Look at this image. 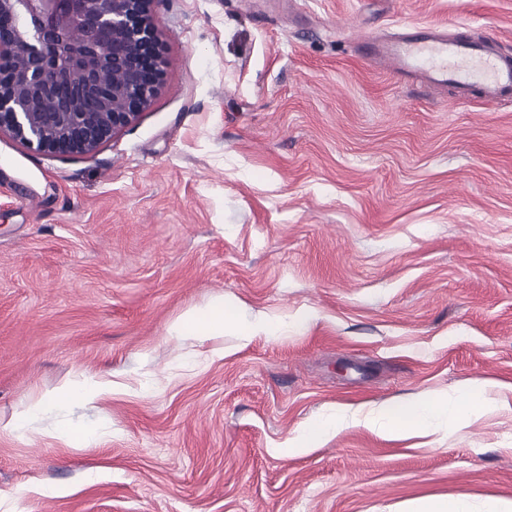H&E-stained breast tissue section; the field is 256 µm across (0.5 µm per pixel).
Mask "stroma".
<instances>
[{
  "mask_svg": "<svg viewBox=\"0 0 512 512\" xmlns=\"http://www.w3.org/2000/svg\"><path fill=\"white\" fill-rule=\"evenodd\" d=\"M153 16L164 81L135 121L87 155L0 135V512L512 499V101L359 51L434 25L512 57V0H155ZM219 298L280 335H169ZM87 377L112 394L59 399ZM475 379L498 381V405L455 429L354 426L278 452L323 414Z\"/></svg>",
  "mask_w": 512,
  "mask_h": 512,
  "instance_id": "obj_1",
  "label": "stroma"
}]
</instances>
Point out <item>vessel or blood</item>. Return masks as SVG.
<instances>
[{"label": "vessel or blood", "instance_id": "obj_1", "mask_svg": "<svg viewBox=\"0 0 512 512\" xmlns=\"http://www.w3.org/2000/svg\"><path fill=\"white\" fill-rule=\"evenodd\" d=\"M361 48L368 58L403 79L450 87L464 97L476 85L485 101L512 100V59L483 40H463L423 28L389 40L367 39Z\"/></svg>", "mask_w": 512, "mask_h": 512}]
</instances>
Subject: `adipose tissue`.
<instances>
[{"label":"adipose tissue","mask_w":512,"mask_h":512,"mask_svg":"<svg viewBox=\"0 0 512 512\" xmlns=\"http://www.w3.org/2000/svg\"><path fill=\"white\" fill-rule=\"evenodd\" d=\"M234 312L225 310L223 301L188 311L169 327L173 336L208 337L223 335L225 329L236 327ZM497 383L491 379L473 381L458 387L454 394H440L405 402H391L366 413H339L318 419L301 429L288 442L290 450L311 447L330 432L343 427L361 425L379 430L392 439H402L427 428L432 419L447 417L460 424L480 417L495 403L491 392Z\"/></svg>","instance_id":"obj_1"}]
</instances>
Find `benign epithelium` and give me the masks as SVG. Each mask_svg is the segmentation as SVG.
I'll return each instance as SVG.
<instances>
[{
    "mask_svg": "<svg viewBox=\"0 0 512 512\" xmlns=\"http://www.w3.org/2000/svg\"><path fill=\"white\" fill-rule=\"evenodd\" d=\"M153 2L0 0V133L83 155L132 123L164 76ZM46 100L56 111L41 110Z\"/></svg>",
    "mask_w": 512,
    "mask_h": 512,
    "instance_id": "1",
    "label": "benign epithelium"
}]
</instances>
